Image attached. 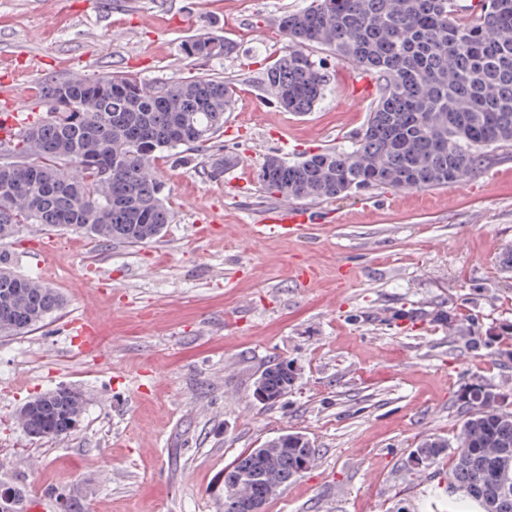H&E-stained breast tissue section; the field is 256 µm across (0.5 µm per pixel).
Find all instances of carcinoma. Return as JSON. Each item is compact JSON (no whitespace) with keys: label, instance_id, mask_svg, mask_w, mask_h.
Here are the masks:
<instances>
[{"label":"carcinoma","instance_id":"obj_1","mask_svg":"<svg viewBox=\"0 0 512 512\" xmlns=\"http://www.w3.org/2000/svg\"><path fill=\"white\" fill-rule=\"evenodd\" d=\"M288 52L268 65L261 84L287 112L311 111L333 74L310 51L374 72L378 96L365 127L345 150L293 161L267 156L257 179L283 199L326 200L377 186L422 189L461 181L512 151V0H310L284 13ZM201 60L233 47L217 33L182 43ZM45 117L12 141L0 140V244L24 224L83 233L105 244H145L169 223L166 183L155 160L181 147L215 144L224 133L235 90L224 79L198 77L148 86L133 76L69 77L41 87ZM240 157L212 155L217 180ZM59 294L16 274L0 254V337L23 335L60 308ZM448 332L466 350H486L512 368V324L483 329L479 320ZM293 363L270 364L255 382L265 405L297 380ZM462 419L456 446L428 437L409 457L415 468L449 458L448 512H512V408L499 385L481 376L456 398ZM85 411L82 395L58 387L23 404L16 419L39 438L70 433ZM315 449L299 432L280 434L239 455L225 469L224 512H250L312 467ZM252 480L239 488L231 479Z\"/></svg>","mask_w":512,"mask_h":512}]
</instances>
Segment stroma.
Segmentation results:
<instances>
[{"instance_id":"obj_1","label":"stroma","mask_w":512,"mask_h":512,"mask_svg":"<svg viewBox=\"0 0 512 512\" xmlns=\"http://www.w3.org/2000/svg\"><path fill=\"white\" fill-rule=\"evenodd\" d=\"M306 3L0 0V68L17 55L43 59L19 93L40 100L43 82L76 73L148 85L228 78L236 102L220 143L242 159L218 181L204 174L211 148L159 160L172 219L151 243L104 245L48 228L50 256L23 231L7 246L15 271L63 301L36 330L0 337V491L18 493L17 512H58L62 500L71 512H224L225 467L285 432L309 437L315 461L265 512H445L430 503L431 471L410 472V451L432 434L456 439L467 374L512 394V370L458 348L446 324L465 327L475 314L486 327L512 323V156L444 186L298 199L325 223L246 239V225L279 202L256 178L262 160L346 148L374 105L352 94L360 70L323 50L334 81L313 110L269 103L262 72L288 50L278 20ZM143 14L153 28L141 26ZM211 31L233 43L231 55L181 53L185 39ZM212 220L223 236H199ZM301 256L317 268L306 288L294 279ZM103 273L111 290L85 306ZM74 319L98 327L100 357L65 354ZM278 358L298 380L265 406L254 383ZM57 387L82 394L77 427L61 440L24 432L16 411Z\"/></svg>"}]
</instances>
